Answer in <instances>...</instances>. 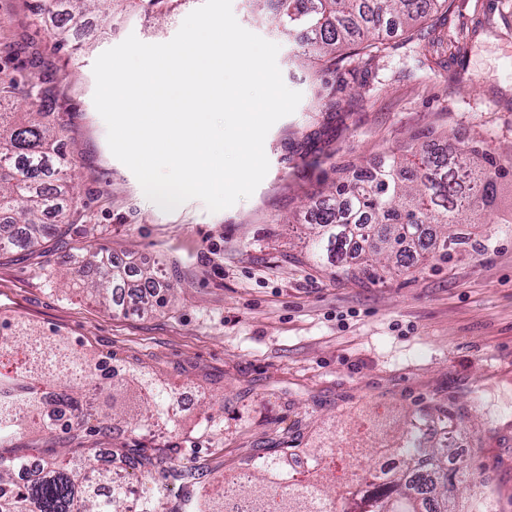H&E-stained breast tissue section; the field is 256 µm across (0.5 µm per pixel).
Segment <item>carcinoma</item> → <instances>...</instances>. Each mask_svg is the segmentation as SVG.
Here are the masks:
<instances>
[{"mask_svg": "<svg viewBox=\"0 0 512 512\" xmlns=\"http://www.w3.org/2000/svg\"><path fill=\"white\" fill-rule=\"evenodd\" d=\"M255 10L269 11L281 34L298 48L303 60L327 59L338 71L336 52L348 47L360 54L381 41L388 25L409 27L438 10L447 0H250ZM124 4L166 15L178 0H41L43 15L64 16L70 26L81 24L91 4ZM53 87L20 73L0 75V108L23 101L27 112L0 111V248H31L63 234L68 225L46 224L48 211L64 213L61 201L74 198L75 183L68 160L57 150L62 124L49 120L53 113ZM505 175L499 157L481 141L465 150L446 141L441 145L413 144L363 171L342 175L323 195L311 213L308 253L320 264L342 261L350 241L365 239L367 251L362 272L370 277L378 266L394 263L407 272L419 259L440 250L471 245L467 225L471 215L495 205L498 180ZM68 260L87 277L103 303L112 309L147 314L165 306L174 296L150 270L131 277L98 260V254L78 248ZM4 328L0 345L22 337L33 345L40 360L0 371V442L14 436L26 423L36 425L62 442L71 443L82 433L110 428V415L70 383L83 382L86 365L74 352L55 348L50 337L34 336L24 328ZM130 382L137 383L147 407L134 429H147L172 421L176 392L145 372H112V380L96 388V397H117ZM96 420L101 426L94 427ZM427 414L411 418L394 451L406 465L415 462ZM295 447L283 433L279 446L257 454L250 480L238 485L237 499L224 491L198 485L191 468L174 466L172 448H122L118 455L130 462L136 481L149 484L133 505L123 483L112 472L95 468L96 456L84 448H70L68 455L44 465L27 484L13 478L29 460L26 454L0 456V512H166L168 484L157 477H173L188 488V512H324L327 499L316 483L298 480L288 469ZM432 471L416 486L403 477L374 484L368 475L355 476L342 486L339 512H424L423 494L436 495V512H448V486L471 481L458 469L448 471V449L426 448Z\"/></svg>", "mask_w": 512, "mask_h": 512, "instance_id": "carcinoma-1", "label": "carcinoma"}]
</instances>
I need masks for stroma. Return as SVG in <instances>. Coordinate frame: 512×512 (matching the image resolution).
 <instances>
[{
  "instance_id": "obj_1",
  "label": "stroma",
  "mask_w": 512,
  "mask_h": 512,
  "mask_svg": "<svg viewBox=\"0 0 512 512\" xmlns=\"http://www.w3.org/2000/svg\"><path fill=\"white\" fill-rule=\"evenodd\" d=\"M33 0H0V41L17 43L0 70L50 82L66 124L77 184L67 237L0 250V322L20 321L65 339L82 358L153 374L195 395L178 430L125 425L84 439L88 448H175V463L200 467L219 489L249 468L260 442L293 436L294 469L310 476L308 452L334 451L324 481L340 486L358 453L380 468L413 413L444 407L448 444L465 445L459 467L489 476L499 512H512V0H448L420 25L391 28L372 61L328 73L297 66L296 48L271 20L232 0L248 31L279 46L295 113L264 142L269 171L248 198L212 213L197 199L163 211L111 153L93 103V65L128 35L171 40L194 10L170 16L92 11L84 33L55 49L54 27L29 24ZM334 99L316 111L318 97ZM464 146L482 139L508 174L499 205L471 225L474 249L410 272L347 279L318 265L305 214L333 167L378 162L413 135ZM74 247L105 263L160 272L175 297L151 314L109 309L84 293L67 256ZM218 422L203 434L202 413Z\"/></svg>"
}]
</instances>
